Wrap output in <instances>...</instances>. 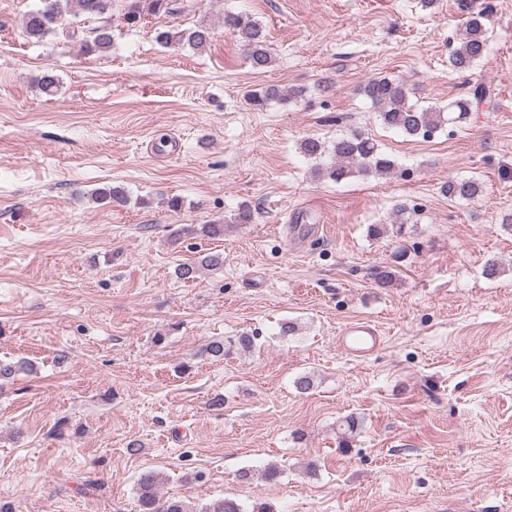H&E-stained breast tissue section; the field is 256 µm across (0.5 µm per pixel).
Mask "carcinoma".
<instances>
[{
  "label": "carcinoma",
  "mask_w": 512,
  "mask_h": 512,
  "mask_svg": "<svg viewBox=\"0 0 512 512\" xmlns=\"http://www.w3.org/2000/svg\"><path fill=\"white\" fill-rule=\"evenodd\" d=\"M113 0H39L24 19V33L30 39L41 40L49 35H75L70 22L81 18L97 19L100 25L91 29L92 38L83 43L88 53L106 52L112 48L111 20ZM122 13L127 24H136L144 15L173 13L181 10L177 0H125ZM458 9L466 14V23L448 57V70L467 72L473 70L485 58L488 52V28L485 11L473 9L472 0H458ZM224 29L244 47L251 67L265 70L273 63V57L267 45L263 25L248 14L224 13ZM209 28L198 26L187 31L173 32L169 29H155L154 39L162 46L184 45L201 49L210 41ZM359 92L376 109L379 123L390 130L408 137L428 138L445 124L461 125L470 115L481 110L491 101L490 89L477 84L468 94L450 102L448 109L440 107H416L408 103L407 85L389 76H377L364 83ZM305 90L294 89L281 94L273 87L253 90L247 94V100L255 107H262L270 99L277 98L290 102L304 96ZM300 151L310 159L317 161L314 168L316 177L340 182L355 173L389 176L394 173L395 162L382 153L377 143L369 136L353 131L344 134L331 144L319 137H307L300 143ZM442 191L451 199L471 200L482 192L481 184L473 178L450 179ZM92 198L100 204L122 205L127 201V192L121 184H106L94 190ZM218 238L224 236V222L216 220L210 224H189L179 228L176 236ZM224 267V256L218 252H208L191 262L178 266V275L182 279H194L203 269L219 270ZM256 337L242 334L229 343L215 339L206 345L205 352L212 358L222 359L231 349L252 351ZM32 364L26 361H0V381L10 379L20 372H30ZM159 474L148 470L137 480V497L140 512H243L241 506L229 498L216 499L193 508L186 501L176 498L160 499L158 493Z\"/></svg>",
  "instance_id": "obj_1"
}]
</instances>
